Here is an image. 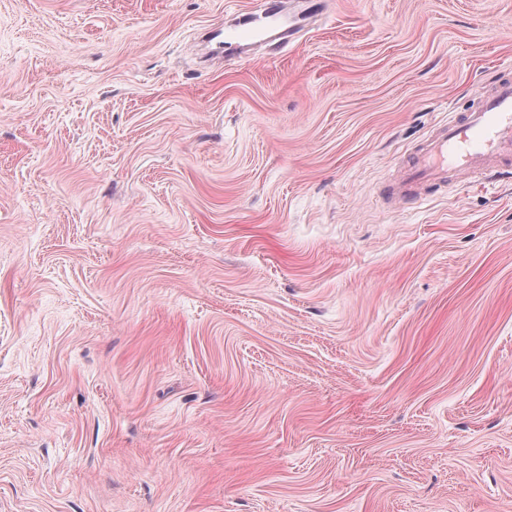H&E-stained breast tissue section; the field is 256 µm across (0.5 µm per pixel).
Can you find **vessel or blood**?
Here are the masks:
<instances>
[{
	"label": "vessel or blood",
	"mask_w": 512,
	"mask_h": 512,
	"mask_svg": "<svg viewBox=\"0 0 512 512\" xmlns=\"http://www.w3.org/2000/svg\"><path fill=\"white\" fill-rule=\"evenodd\" d=\"M282 0H266L261 14L218 27L209 39L248 48L262 24L283 17ZM512 174V75L500 73L475 96L469 109L455 113L447 124L428 134L404 161L399 175L381 195L390 206L420 200L426 185L467 177L477 182Z\"/></svg>",
	"instance_id": "b4317fda"
}]
</instances>
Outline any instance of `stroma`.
<instances>
[{
    "mask_svg": "<svg viewBox=\"0 0 512 512\" xmlns=\"http://www.w3.org/2000/svg\"><path fill=\"white\" fill-rule=\"evenodd\" d=\"M0 0V512H512V181L393 210L512 0ZM288 1H276L266 0L265 9L257 15L251 12L250 18L237 21L238 14L233 13L230 17H233V23L225 24L217 29L208 33V39H218L217 43L222 45L224 43L235 45L241 49L248 48L252 45L257 37L259 36L260 28L262 24L276 21L277 19L284 17L285 8L284 5Z\"/></svg>",
    "mask_w": 512,
    "mask_h": 512,
    "instance_id": "stroma-1",
    "label": "stroma"
}]
</instances>
